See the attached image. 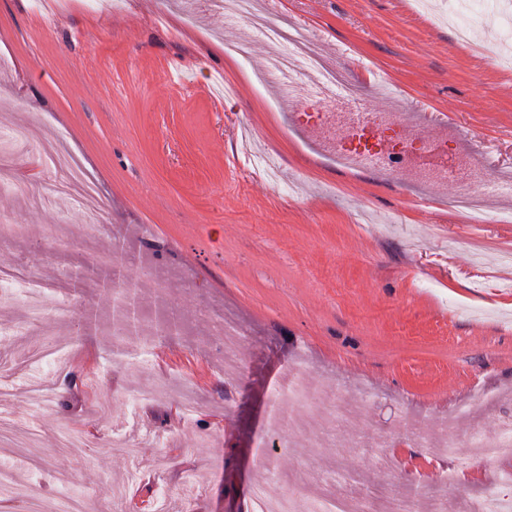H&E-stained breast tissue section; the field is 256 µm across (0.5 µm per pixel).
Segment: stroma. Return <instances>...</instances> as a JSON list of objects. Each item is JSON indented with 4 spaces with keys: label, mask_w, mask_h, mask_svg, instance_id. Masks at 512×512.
<instances>
[{
    "label": "stroma",
    "mask_w": 512,
    "mask_h": 512,
    "mask_svg": "<svg viewBox=\"0 0 512 512\" xmlns=\"http://www.w3.org/2000/svg\"><path fill=\"white\" fill-rule=\"evenodd\" d=\"M256 13L299 33L328 64L359 83L373 112L395 105L360 64L376 66L408 107L480 136L488 160L512 170V66L486 49L512 19V0H493L470 43H459L450 0H254ZM270 47L224 11L183 0H0V164L18 185L0 190V265L30 269L88 315L82 334L45 316L29 322L17 289L0 320V467L42 499L84 496L86 512H242L253 489L316 498L321 474L360 472L358 492L423 495L430 459L383 473L376 448L352 436L435 437L497 433L512 409V225L449 209L448 191L388 171L349 170L306 128L313 106H292L264 80ZM38 127L67 150L104 201L87 235L66 197L32 208L26 199L54 170L24 140ZM123 245L122 272L137 292L141 327L120 356L109 288L59 287L58 272L97 250ZM242 327L239 383L224 378L212 320ZM67 339L74 359L97 365L88 380L26 367L33 348ZM308 379L304 455L255 458L271 441L273 397L293 374ZM55 401L37 410L28 379ZM196 388L202 406L167 421L176 399L137 402L160 378ZM497 407L460 416L477 391ZM359 407L339 437L324 434L325 400ZM136 446L124 457L113 439ZM463 491L512 468V456L468 469L451 462ZM447 512H462V493Z\"/></svg>",
    "instance_id": "obj_1"
}]
</instances>
